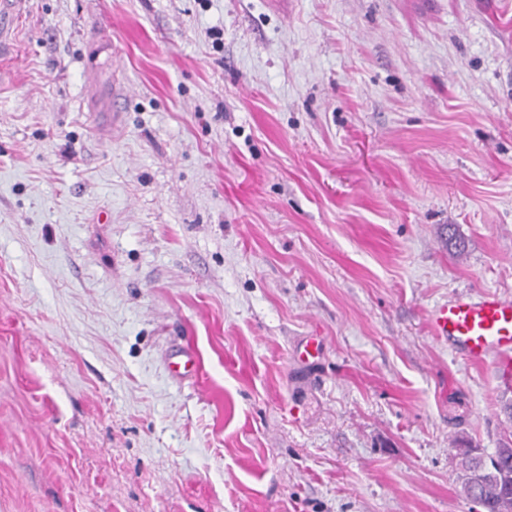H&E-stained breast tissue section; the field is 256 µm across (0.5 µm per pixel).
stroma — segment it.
Masks as SVG:
<instances>
[{"instance_id": "1", "label": "stroma", "mask_w": 512, "mask_h": 512, "mask_svg": "<svg viewBox=\"0 0 512 512\" xmlns=\"http://www.w3.org/2000/svg\"><path fill=\"white\" fill-rule=\"evenodd\" d=\"M489 290L512 299V0H28L0 512H481L454 442L494 453L512 385L428 314Z\"/></svg>"}]
</instances>
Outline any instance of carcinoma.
<instances>
[{
  "label": "carcinoma",
  "mask_w": 512,
  "mask_h": 512,
  "mask_svg": "<svg viewBox=\"0 0 512 512\" xmlns=\"http://www.w3.org/2000/svg\"><path fill=\"white\" fill-rule=\"evenodd\" d=\"M497 452L498 467L493 470L484 468L478 449L469 446L461 453L463 491L483 512H512V445Z\"/></svg>",
  "instance_id": "carcinoma-1"
}]
</instances>
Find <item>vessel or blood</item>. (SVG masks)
<instances>
[{"label":"vessel or blood","instance_id":"1","mask_svg":"<svg viewBox=\"0 0 512 512\" xmlns=\"http://www.w3.org/2000/svg\"><path fill=\"white\" fill-rule=\"evenodd\" d=\"M27 0H0V61L12 58L18 23ZM433 336L475 364L495 360L503 383L512 382V300L488 292L478 298L455 297L429 314Z\"/></svg>","mask_w":512,"mask_h":512}]
</instances>
